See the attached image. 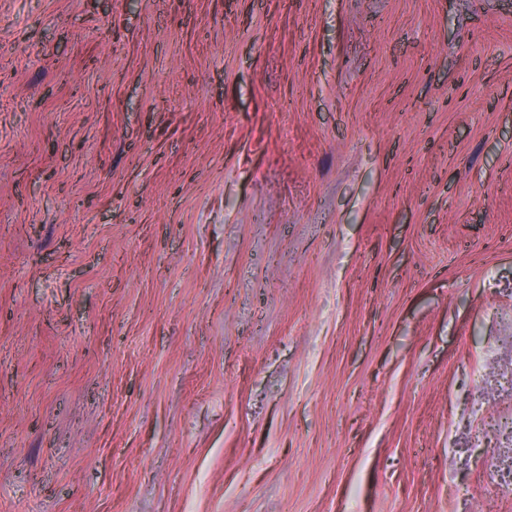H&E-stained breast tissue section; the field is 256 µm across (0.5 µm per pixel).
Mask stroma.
<instances>
[{"mask_svg": "<svg viewBox=\"0 0 512 512\" xmlns=\"http://www.w3.org/2000/svg\"><path fill=\"white\" fill-rule=\"evenodd\" d=\"M0 512H512V0H0Z\"/></svg>", "mask_w": 512, "mask_h": 512, "instance_id": "1", "label": "stroma"}]
</instances>
